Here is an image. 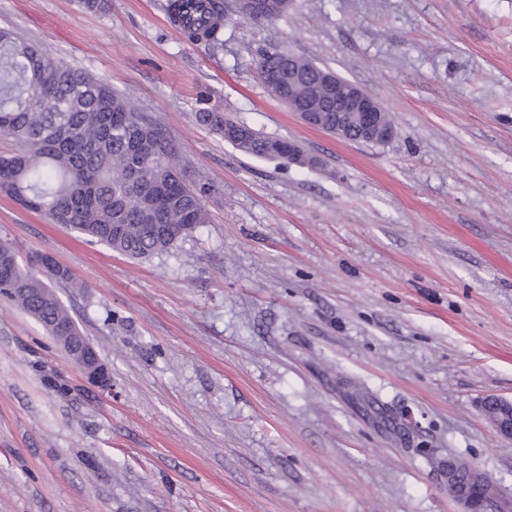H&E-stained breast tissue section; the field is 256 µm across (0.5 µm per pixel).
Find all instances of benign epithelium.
Segmentation results:
<instances>
[{"label":"benign epithelium","mask_w":512,"mask_h":512,"mask_svg":"<svg viewBox=\"0 0 512 512\" xmlns=\"http://www.w3.org/2000/svg\"><path fill=\"white\" fill-rule=\"evenodd\" d=\"M289 0H266L259 6L256 0H237L238 13L245 19L260 20L263 15L258 8L267 13L284 10ZM306 69L298 62L288 67V102L289 110L297 113L306 125L324 128L331 121H336L334 134L347 138V129L356 127L361 135L377 144H387L396 136L395 127L382 121L383 108L364 89L340 77L329 69L317 72V85L326 91L325 100L336 101V117H331L319 102L304 94L307 84ZM55 343L67 358L83 372L89 383L100 388L111 386L107 367L100 360L95 348L74 336L69 335L71 327L60 323L45 326ZM482 416L491 423L505 439L512 440V400L507 401L495 396H487L480 403ZM463 464L448 461V490L463 505L465 512H478L479 501L459 488L453 474Z\"/></svg>","instance_id":"1"}]
</instances>
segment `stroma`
Masks as SVG:
<instances>
[{
    "label": "stroma",
    "instance_id": "1",
    "mask_svg": "<svg viewBox=\"0 0 512 512\" xmlns=\"http://www.w3.org/2000/svg\"><path fill=\"white\" fill-rule=\"evenodd\" d=\"M0 0V30L120 90L167 132L208 221L133 259L0 193V239L112 378L89 384L0 298V512H461L448 462L512 496V0H293L189 41L168 0ZM366 90L384 145L305 125L269 46ZM208 103L315 166L239 151ZM195 121L200 126L206 127L216 133H219L225 137L224 124L235 125L238 124L232 121L230 118L224 115L223 112H219L213 108H200L195 112ZM240 125V124H238ZM482 416L491 423L498 433L512 440V400L507 401L495 396H487L480 403Z\"/></svg>",
    "mask_w": 512,
    "mask_h": 512
}]
</instances>
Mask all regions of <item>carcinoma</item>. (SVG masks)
I'll list each match as a JSON object with an SVG mask.
<instances>
[{
  "instance_id": "cac0c4a2",
  "label": "carcinoma",
  "mask_w": 512,
  "mask_h": 512,
  "mask_svg": "<svg viewBox=\"0 0 512 512\" xmlns=\"http://www.w3.org/2000/svg\"><path fill=\"white\" fill-rule=\"evenodd\" d=\"M195 41L223 42L224 0H170ZM288 76V54L261 53L258 73ZM197 124L219 134L234 121L200 108ZM0 191L91 242L132 258L167 251L206 223L207 213L178 162L175 145L122 94L46 57L20 35L0 31ZM252 156L288 161V141L253 129L236 145ZM13 288L28 292L15 294ZM0 296L37 319L72 325L69 310L12 245L0 252Z\"/></svg>"
}]
</instances>
